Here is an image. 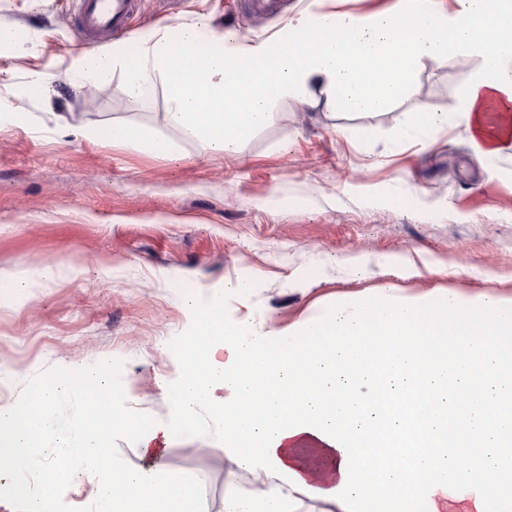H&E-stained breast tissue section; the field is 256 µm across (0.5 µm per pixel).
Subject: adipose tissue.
I'll return each mask as SVG.
<instances>
[{
	"label": "adipose tissue",
	"mask_w": 512,
	"mask_h": 512,
	"mask_svg": "<svg viewBox=\"0 0 512 512\" xmlns=\"http://www.w3.org/2000/svg\"><path fill=\"white\" fill-rule=\"evenodd\" d=\"M479 62L456 110L475 153L512 151V121L486 123L495 98L512 103V0H393L361 16L318 10L253 41L214 34L207 16L141 34L134 55L103 45L75 55L74 76L115 84L128 98L166 87L167 125L200 139L209 153L235 157L274 105L292 99L308 111L360 112L403 107L405 136L423 141L447 118L416 102L424 61ZM100 146L136 144L169 157V137L127 123L85 125ZM186 357L173 393L175 418L136 428L143 455H162L160 439L200 427L206 411L236 466L276 482L260 493L224 491V512H437L457 494L468 512H512V299L457 292L413 298L383 293L337 300L285 330L249 321L224 324V296L187 294ZM437 337L438 351L419 336ZM111 363L63 369L33 387L31 410L0 406V495L23 512H57L65 490L85 478L95 491L78 512H189L201 487L153 471L127 469L105 450L89 418L106 407L114 426L129 417L112 394ZM69 417H62V409ZM56 468L32 488L41 459ZM330 460L319 476L304 452ZM493 475L509 492L491 494Z\"/></svg>",
	"instance_id": "1"
}]
</instances>
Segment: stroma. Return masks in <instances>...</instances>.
<instances>
[{
    "mask_svg": "<svg viewBox=\"0 0 512 512\" xmlns=\"http://www.w3.org/2000/svg\"><path fill=\"white\" fill-rule=\"evenodd\" d=\"M320 0H287L254 15L246 0H142L134 32L178 28L207 14L215 33L233 21L257 40ZM74 0H0V25L17 40L0 51V405L26 401L61 367L107 356L131 418L168 421L189 319L184 294L223 293L224 320L275 329L336 297L455 291L512 298V153L476 157L451 122L429 146L400 136L401 109L315 112L282 101L272 121L231 161L184 140L180 159L136 147L103 148L77 135L90 122L123 121L165 132L166 91L132 100L67 68L84 49ZM477 60L425 61L420 102L454 113ZM54 72L50 97L27 93V75ZM367 128L361 143L352 127ZM50 266L53 280L38 270ZM26 272L23 290L11 286ZM244 280L241 293L225 292ZM164 475L203 487L215 512L227 483L249 473L202 428L173 434Z\"/></svg>",
    "mask_w": 512,
    "mask_h": 512,
    "instance_id": "35a3bbf8",
    "label": "stroma"
}]
</instances>
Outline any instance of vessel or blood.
<instances>
[{
  "label": "vessel or blood",
  "mask_w": 512,
  "mask_h": 512,
  "mask_svg": "<svg viewBox=\"0 0 512 512\" xmlns=\"http://www.w3.org/2000/svg\"><path fill=\"white\" fill-rule=\"evenodd\" d=\"M75 32L91 43L100 37L127 36L139 11V0H80Z\"/></svg>",
  "instance_id": "1"
}]
</instances>
